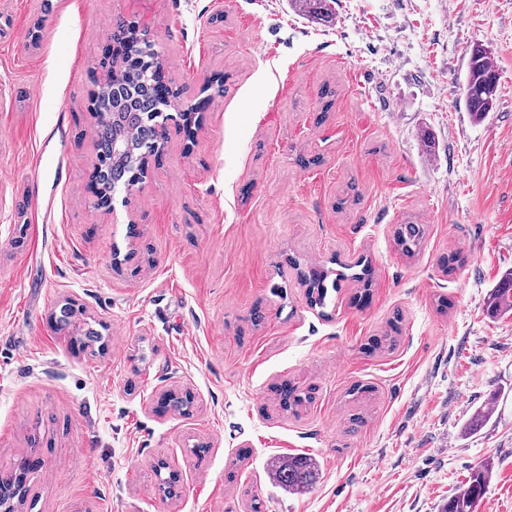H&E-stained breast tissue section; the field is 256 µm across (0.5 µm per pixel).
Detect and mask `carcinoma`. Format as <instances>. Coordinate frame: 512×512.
Returning <instances> with one entry per match:
<instances>
[{"label": "carcinoma", "instance_id": "carcinoma-1", "mask_svg": "<svg viewBox=\"0 0 512 512\" xmlns=\"http://www.w3.org/2000/svg\"><path fill=\"white\" fill-rule=\"evenodd\" d=\"M303 13L324 21L333 16V0H294ZM112 53L123 63V72L115 78L112 62L104 64L106 81L112 88L106 103L95 113L96 137L99 167L106 170L97 174L100 187L104 190L121 186L127 190L143 176L139 163L142 155L153 149L159 138L157 114L162 111L165 97L170 94L157 54L152 50V41L147 34L137 30L133 23L119 21L112 33ZM497 93V73L486 51L475 46L470 55L464 95L471 117L482 120L493 108ZM425 235L422 224L408 222L400 224L394 232V240L402 252L408 256L420 249ZM362 272L347 276L336 274L333 290H338V282L346 279L363 284L371 283L369 261H357ZM303 276L310 280L306 293L308 305L322 308L326 306L329 287L326 286L328 272L312 267ZM512 311V272L505 274L501 283L489 296L488 312L493 315ZM281 406L285 410L297 408L312 400L308 392H301L289 381L278 387ZM492 475V465L485 462L475 471L471 480L459 488L448 500L444 512H477L487 483ZM318 466L311 457L293 454L275 461L273 477L275 482L290 491L303 492L317 479ZM23 476L17 470L0 471V493L6 501L14 499L12 488L20 486Z\"/></svg>", "mask_w": 512, "mask_h": 512}]
</instances>
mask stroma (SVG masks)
Returning a JSON list of instances; mask_svg holds the SVG:
<instances>
[{
    "label": "stroma",
    "instance_id": "35a3bbf8",
    "mask_svg": "<svg viewBox=\"0 0 512 512\" xmlns=\"http://www.w3.org/2000/svg\"><path fill=\"white\" fill-rule=\"evenodd\" d=\"M119 19L196 124L108 213L89 94ZM477 43L499 75L480 122ZM361 256L367 296L307 305L299 270ZM509 270L512 0H336L329 23L292 0H0V469L39 461L17 512H443L487 461L477 512H512V314L487 312ZM68 302L102 351L54 329ZM285 379L312 403L282 410ZM183 387L188 413H153ZM291 454L319 466L301 493L272 479ZM497 73L486 51L476 45L470 55L464 95L471 117L482 120L493 108L497 93ZM424 235L425 228L423 224L407 222L398 225L394 232V240L404 254L412 256L420 249Z\"/></svg>",
    "mask_w": 512,
    "mask_h": 512
}]
</instances>
